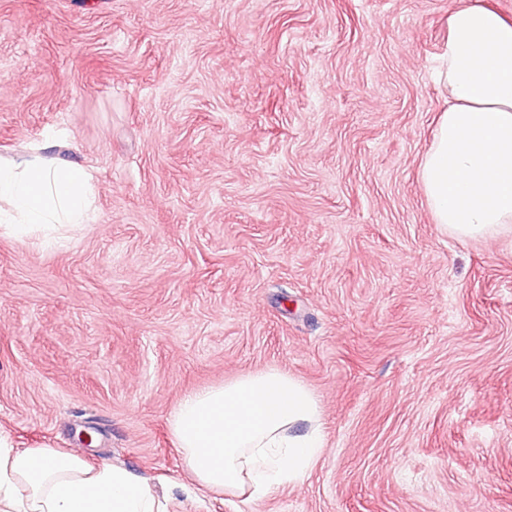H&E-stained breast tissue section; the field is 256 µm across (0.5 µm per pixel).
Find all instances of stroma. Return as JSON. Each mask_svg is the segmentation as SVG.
<instances>
[{
    "label": "stroma",
    "mask_w": 512,
    "mask_h": 512,
    "mask_svg": "<svg viewBox=\"0 0 512 512\" xmlns=\"http://www.w3.org/2000/svg\"><path fill=\"white\" fill-rule=\"evenodd\" d=\"M458 0H0V158L94 172L61 247L0 236V430L124 466L168 512H512V248L418 181ZM325 448L258 500L168 419L267 368Z\"/></svg>",
    "instance_id": "stroma-1"
}]
</instances>
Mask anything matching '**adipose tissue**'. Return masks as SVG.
<instances>
[{
	"label": "adipose tissue",
	"instance_id": "1",
	"mask_svg": "<svg viewBox=\"0 0 512 512\" xmlns=\"http://www.w3.org/2000/svg\"><path fill=\"white\" fill-rule=\"evenodd\" d=\"M435 74L446 107L418 173L433 221L460 240L512 241V19L483 0L450 11ZM92 181L78 162L1 158L0 229L58 242L62 228L87 223ZM169 427L200 488L251 499L301 482L324 449L314 395L277 369L184 394ZM0 512L165 510L125 468L0 434Z\"/></svg>",
	"mask_w": 512,
	"mask_h": 512
}]
</instances>
